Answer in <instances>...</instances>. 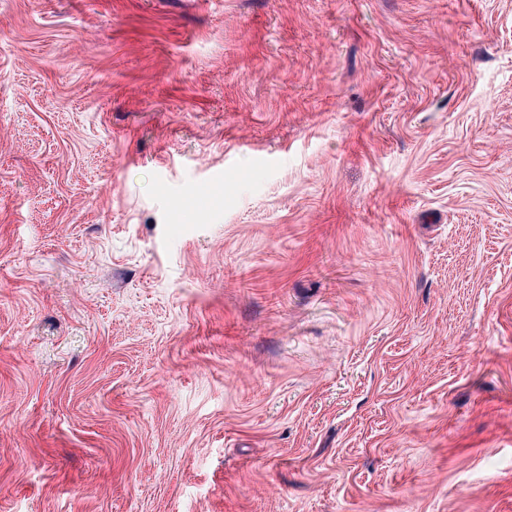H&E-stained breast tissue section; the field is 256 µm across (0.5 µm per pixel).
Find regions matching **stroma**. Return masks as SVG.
<instances>
[{
    "label": "stroma",
    "instance_id": "35a3bbf8",
    "mask_svg": "<svg viewBox=\"0 0 512 512\" xmlns=\"http://www.w3.org/2000/svg\"><path fill=\"white\" fill-rule=\"evenodd\" d=\"M0 512H512V0H0Z\"/></svg>",
    "mask_w": 512,
    "mask_h": 512
}]
</instances>
